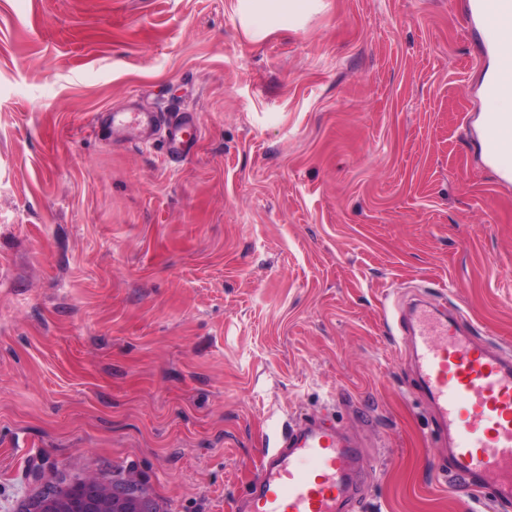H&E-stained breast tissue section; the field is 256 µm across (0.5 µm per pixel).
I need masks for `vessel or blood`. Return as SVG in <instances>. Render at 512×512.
<instances>
[{
  "instance_id": "b4317fda",
  "label": "vessel or blood",
  "mask_w": 512,
  "mask_h": 512,
  "mask_svg": "<svg viewBox=\"0 0 512 512\" xmlns=\"http://www.w3.org/2000/svg\"><path fill=\"white\" fill-rule=\"evenodd\" d=\"M470 24H482L487 43L498 46L512 18V0H468ZM154 112H104L99 125L152 126ZM165 142L176 157L188 154L200 130L183 116L170 118ZM502 180H512V114L486 115L483 146ZM418 385L448 441L452 483L478 498L512 501V358L466 336L460 324L442 316L421 318L416 331ZM355 446L335 427L322 424L288 429L280 448L265 453L236 512H353L360 502Z\"/></svg>"
}]
</instances>
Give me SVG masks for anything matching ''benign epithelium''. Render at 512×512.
Returning a JSON list of instances; mask_svg holds the SVG:
<instances>
[{
    "label": "benign epithelium",
    "mask_w": 512,
    "mask_h": 512,
    "mask_svg": "<svg viewBox=\"0 0 512 512\" xmlns=\"http://www.w3.org/2000/svg\"><path fill=\"white\" fill-rule=\"evenodd\" d=\"M83 488L61 498L51 492L32 512H124V506L141 500V488L133 481L104 483L96 477L81 481Z\"/></svg>",
    "instance_id": "1"
}]
</instances>
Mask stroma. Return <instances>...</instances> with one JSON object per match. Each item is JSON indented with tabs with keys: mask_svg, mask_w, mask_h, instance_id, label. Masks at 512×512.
I'll use <instances>...</instances> for the list:
<instances>
[{
	"mask_svg": "<svg viewBox=\"0 0 512 512\" xmlns=\"http://www.w3.org/2000/svg\"><path fill=\"white\" fill-rule=\"evenodd\" d=\"M468 0H0V512L95 476L233 512L288 423L356 436L363 512H512L448 450L400 324L512 352V186L475 137L497 53ZM113 110L184 112L163 136ZM318 4L316 0H238L237 12L245 33L259 39L273 26L306 16ZM158 113L155 112H137L128 114L127 112H103L98 118V125L113 128L126 127L130 124H136L139 127L152 126L158 120ZM169 121L171 127L165 141L167 151L176 157L184 156L198 138L200 130L192 120L179 114L170 116Z\"/></svg>",
	"mask_w": 512,
	"mask_h": 512,
	"instance_id": "stroma-1",
	"label": "stroma"
}]
</instances>
